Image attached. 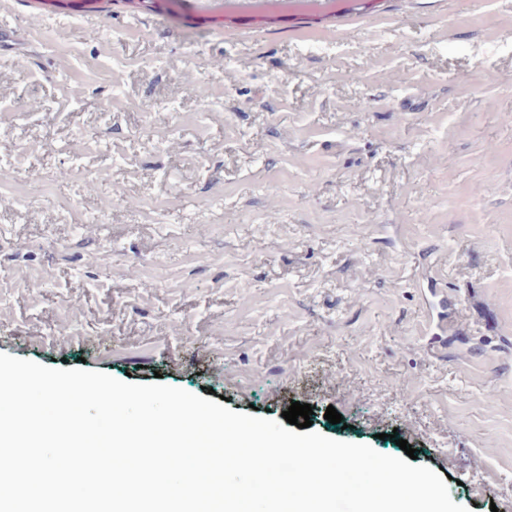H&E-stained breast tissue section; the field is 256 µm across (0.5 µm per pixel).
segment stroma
Instances as JSON below:
<instances>
[{"label": "stroma", "instance_id": "stroma-1", "mask_svg": "<svg viewBox=\"0 0 512 512\" xmlns=\"http://www.w3.org/2000/svg\"><path fill=\"white\" fill-rule=\"evenodd\" d=\"M274 15L0 0V352L307 403L512 512V0ZM163 0H29V7L38 17L54 16L61 13L74 15L88 12H110L114 6H122L137 13L155 9Z\"/></svg>", "mask_w": 512, "mask_h": 512}]
</instances>
